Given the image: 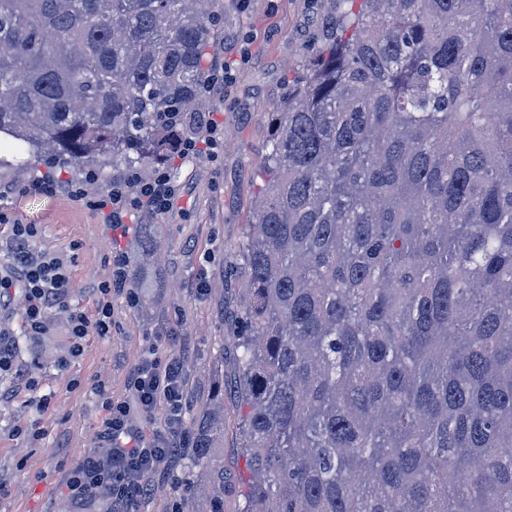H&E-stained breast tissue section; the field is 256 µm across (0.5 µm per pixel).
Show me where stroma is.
<instances>
[{"instance_id": "stroma-1", "label": "stroma", "mask_w": 512, "mask_h": 512, "mask_svg": "<svg viewBox=\"0 0 512 512\" xmlns=\"http://www.w3.org/2000/svg\"><path fill=\"white\" fill-rule=\"evenodd\" d=\"M332 0H224V27L219 59L230 64L234 81L224 95L212 98L210 109L224 115L218 145L210 156L177 161L173 171L178 197L166 214L140 212L135 223L159 228L150 250L134 238L122 247L132 261L155 270L157 283L146 289L139 305L124 297L112 299L116 324L110 337H89L85 355L67 368L58 362L67 354L66 319L55 313L41 339L40 376L54 396L55 415L47 420L44 448L8 436L12 424L36 420L23 398L0 403V468L13 473V487L0 497V512H68L64 495L55 493L50 456L77 459L95 446L99 402L88 380L111 379L112 394H125L131 368L155 336L176 335L191 346L187 359L189 395L185 423L202 415L214 382L232 379L235 370L233 328L239 309L236 271L238 242L245 213L260 180L257 165L270 134L267 114L285 92L287 79L302 72L319 24ZM10 219L43 227L42 243L50 248L78 244L72 303L80 310L94 308L92 288L107 279L104 261L112 233L104 216L74 202L65 190L53 194L12 195L5 207ZM77 389H69V379ZM238 409L232 391L224 393V445L215 449L224 462V479L182 455L173 472L158 479L148 512H169L172 503L190 499L192 512H205L216 491L224 493V512H241L246 463L235 449Z\"/></svg>"}]
</instances>
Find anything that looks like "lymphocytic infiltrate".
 <instances>
[{
	"label": "lymphocytic infiltrate",
	"mask_w": 512,
	"mask_h": 512,
	"mask_svg": "<svg viewBox=\"0 0 512 512\" xmlns=\"http://www.w3.org/2000/svg\"><path fill=\"white\" fill-rule=\"evenodd\" d=\"M178 188L167 170L160 169L142 182L138 194H127L121 182L93 200L81 187L69 185L74 201L104 213L117 237H125L134 213L147 207L168 212ZM0 238V401L25 393L39 418H51V395L42 391L39 375L40 343L52 312H67L71 358L83 356L88 337L112 333V298L134 300L130 286V258L122 248L107 253L110 277L94 290L92 312L72 305L74 262L65 251L39 247L41 227L9 223ZM186 355L181 351L150 348L126 382L127 394L116 399L112 385L94 381L101 415L96 427L97 446L75 462L57 461L67 490L70 512H143L153 496V477L170 472L188 448L191 434L183 419L188 398ZM163 414L162 429L145 434L140 421Z\"/></svg>",
	"instance_id": "lymphocytic-infiltrate-1"
}]
</instances>
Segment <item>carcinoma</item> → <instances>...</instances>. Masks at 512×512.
<instances>
[{"label": "carcinoma", "instance_id": "1", "mask_svg": "<svg viewBox=\"0 0 512 512\" xmlns=\"http://www.w3.org/2000/svg\"><path fill=\"white\" fill-rule=\"evenodd\" d=\"M223 17L0 0V134L29 154L0 170L136 190L206 110ZM268 119L238 245L242 512H512V0H340Z\"/></svg>", "mask_w": 512, "mask_h": 512}]
</instances>
